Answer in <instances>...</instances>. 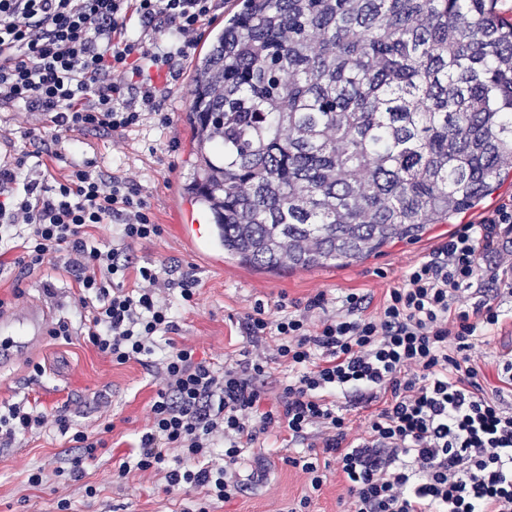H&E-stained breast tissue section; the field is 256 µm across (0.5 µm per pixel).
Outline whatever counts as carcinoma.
<instances>
[{
    "mask_svg": "<svg viewBox=\"0 0 512 512\" xmlns=\"http://www.w3.org/2000/svg\"><path fill=\"white\" fill-rule=\"evenodd\" d=\"M191 97L185 193L258 272L418 240L512 176L496 0H234Z\"/></svg>",
    "mask_w": 512,
    "mask_h": 512,
    "instance_id": "cac0c4a2",
    "label": "carcinoma"
}]
</instances>
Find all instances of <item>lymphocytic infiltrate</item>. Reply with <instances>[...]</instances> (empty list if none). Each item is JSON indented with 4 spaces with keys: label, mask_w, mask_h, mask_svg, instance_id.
I'll list each match as a JSON object with an SVG mask.
<instances>
[{
    "label": "lymphocytic infiltrate",
    "mask_w": 512,
    "mask_h": 512,
    "mask_svg": "<svg viewBox=\"0 0 512 512\" xmlns=\"http://www.w3.org/2000/svg\"><path fill=\"white\" fill-rule=\"evenodd\" d=\"M211 10L212 0H0V110L24 111L29 142L0 155V258L71 276L88 314L53 335L83 336L158 380L150 424L113 481L150 470L166 492L202 490L194 512H209L246 493L245 450L283 435L300 448L284 463L309 486L288 512H307L324 461L347 486V512H512V409L500 396L512 391V361L496 365L494 393L477 354L507 319L484 279L512 288V201L410 265L376 313L355 292L332 315L322 291L292 309L279 303L273 318L257 305L241 324L247 348L220 368L173 338L195 276L132 260L133 244L161 233L141 186L85 163L52 174L45 124L106 135L117 149L148 119L165 122L170 88L157 79L190 55ZM112 223L117 238L98 239ZM275 358L287 376L274 375ZM343 398L370 409L364 436L351 437ZM44 422L26 403L5 406L0 447ZM219 444L224 465L214 469Z\"/></svg>",
    "instance_id": "obj_1"
}]
</instances>
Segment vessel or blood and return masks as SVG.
<instances>
[{"label": "vessel or blood", "instance_id": "b4317fda", "mask_svg": "<svg viewBox=\"0 0 512 512\" xmlns=\"http://www.w3.org/2000/svg\"><path fill=\"white\" fill-rule=\"evenodd\" d=\"M184 240L192 254L198 256L213 247L210 227L206 224L188 225ZM51 315V307L41 300L13 312H0V365L11 363L38 343L46 333Z\"/></svg>", "mask_w": 512, "mask_h": 512}]
</instances>
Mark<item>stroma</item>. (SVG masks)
Wrapping results in <instances>:
<instances>
[{
	"mask_svg": "<svg viewBox=\"0 0 512 512\" xmlns=\"http://www.w3.org/2000/svg\"><path fill=\"white\" fill-rule=\"evenodd\" d=\"M193 60L177 62L165 110L168 125L145 124L129 133L124 153L113 152L111 141L86 133L60 138V160L52 172L60 176L70 164L91 161L106 169H125L141 184L161 237L135 244L139 264H154L163 270L189 271L199 281V296L193 307L178 314L177 339L197 350L200 358L216 365L237 358L247 344L239 329L240 319L255 303L274 306L278 300L306 302L317 292L327 294L328 312L350 292L371 295L382 301L386 288L397 285L403 270L430 254L451 232L448 224L430 226L417 241L396 243L364 261L336 263L309 271L282 274L260 273L235 261L214 255L193 260L186 252L180 223H193L195 214L183 188L189 173L191 130L187 112L191 103ZM75 283L53 265L28 271L4 261L0 264V305L13 310L20 303L43 299L55 311L52 322L77 327L83 313L74 302ZM157 384L138 362L113 364L83 337H46L8 366L0 367V405L24 401L45 417L44 426L26 435L14 448H0V512H184L195 491L165 492L162 476L131 472L123 485L112 482V472L129 451L130 444L148 426L150 404ZM68 408L71 428L56 422L61 408ZM111 432H104V425ZM104 435L106 447L97 449L95 460L79 481L58 477L57 467L75 455L74 431ZM279 448L247 450L244 472L265 470L266 475L250 494L214 505V512H282L288 502L307 490L301 472L284 465ZM41 472L43 481L32 485L29 477ZM96 494L87 497L86 486ZM68 510H60V501Z\"/></svg>",
	"mask_w": 512,
	"mask_h": 512,
	"instance_id": "obj_1",
	"label": "stroma"
}]
</instances>
